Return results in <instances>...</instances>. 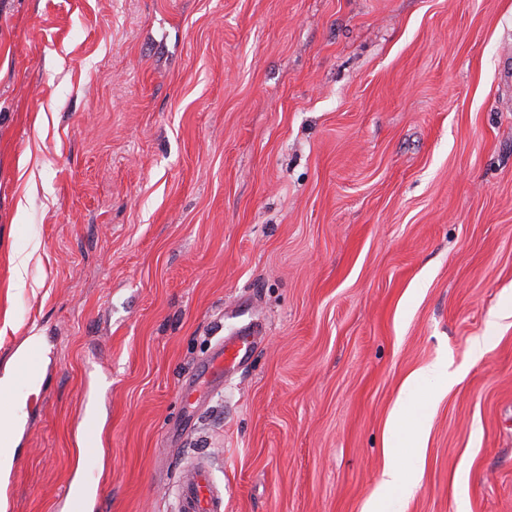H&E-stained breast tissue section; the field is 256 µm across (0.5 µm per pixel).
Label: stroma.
<instances>
[{
  "mask_svg": "<svg viewBox=\"0 0 512 512\" xmlns=\"http://www.w3.org/2000/svg\"><path fill=\"white\" fill-rule=\"evenodd\" d=\"M32 336L13 512H361L435 362L400 512H512V0H0V376ZM252 346L250 336H235L225 339L215 355L203 368V372L213 385L224 383V371L234 368L247 358ZM437 373V367H435L434 365H427L418 369L410 376L411 382H416L422 386L430 387L426 407H428L430 403H438L439 401H441L442 398L448 392V384L450 383V379L448 378V384L439 383L436 381V378L438 376ZM180 512H222L224 498L215 487L208 469L197 466L180 483Z\"/></svg>",
  "mask_w": 512,
  "mask_h": 512,
  "instance_id": "1",
  "label": "stroma"
}]
</instances>
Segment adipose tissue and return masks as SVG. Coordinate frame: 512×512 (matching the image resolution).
Segmentation results:
<instances>
[{
  "mask_svg": "<svg viewBox=\"0 0 512 512\" xmlns=\"http://www.w3.org/2000/svg\"><path fill=\"white\" fill-rule=\"evenodd\" d=\"M39 337L28 339L27 348L19 350L13 358V368L0 377V468L9 469L14 456L12 432L19 419L24 403L14 387L19 373L27 368L31 350L39 349ZM393 438L385 448L384 466L380 480L381 496L367 500L363 512H390L392 503L386 500V493L406 494L413 490L416 474L410 473L403 458V444H410L416 455H423L428 442L429 431L418 410L411 405L396 409L392 415Z\"/></svg>",
  "mask_w": 512,
  "mask_h": 512,
  "instance_id": "adipose-tissue-1",
  "label": "adipose tissue"
}]
</instances>
